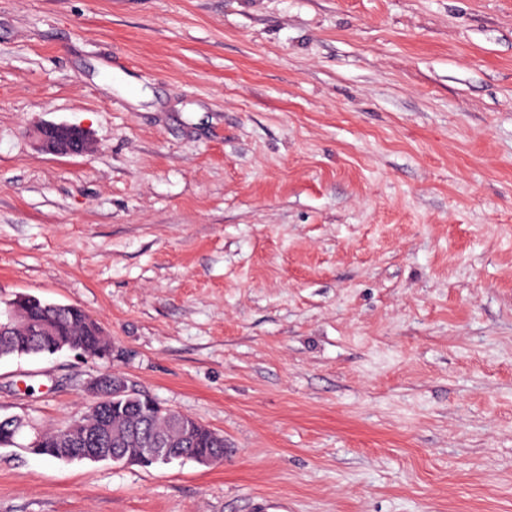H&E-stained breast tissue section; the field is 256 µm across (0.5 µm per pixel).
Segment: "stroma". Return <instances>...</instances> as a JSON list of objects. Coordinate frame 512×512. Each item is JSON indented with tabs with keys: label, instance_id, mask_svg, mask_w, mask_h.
Here are the masks:
<instances>
[{
	"label": "stroma",
	"instance_id": "obj_1",
	"mask_svg": "<svg viewBox=\"0 0 512 512\" xmlns=\"http://www.w3.org/2000/svg\"><path fill=\"white\" fill-rule=\"evenodd\" d=\"M20 294L113 352L0 360V512H512V0H0ZM113 371L223 464L24 451ZM33 138L39 150L58 156H86L93 149L88 132L73 125L44 124L34 130ZM195 442L181 447L185 456L190 459L196 456H224V439H218L211 429L200 422L195 423Z\"/></svg>",
	"mask_w": 512,
	"mask_h": 512
}]
</instances>
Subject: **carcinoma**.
<instances>
[{
    "label": "carcinoma",
    "instance_id": "carcinoma-1",
    "mask_svg": "<svg viewBox=\"0 0 512 512\" xmlns=\"http://www.w3.org/2000/svg\"><path fill=\"white\" fill-rule=\"evenodd\" d=\"M42 320L54 326L49 336H37L28 332L20 323L0 333V357H12L23 348L29 355H53L63 350L92 352L111 346L102 327L95 320H88L83 310L70 304H53L34 309ZM105 412L92 406L87 414L72 421L66 427L50 432H40L36 455L60 461L81 460L74 444L95 435ZM137 426L135 442H127V430ZM195 442L182 447L189 458L224 454V440L215 436L211 429L200 422L195 423ZM165 429L162 416H144L142 408L127 407V411L112 416V434L98 439L94 447L100 449L95 461L112 460L114 448H150L154 439Z\"/></svg>",
    "mask_w": 512,
    "mask_h": 512
}]
</instances>
